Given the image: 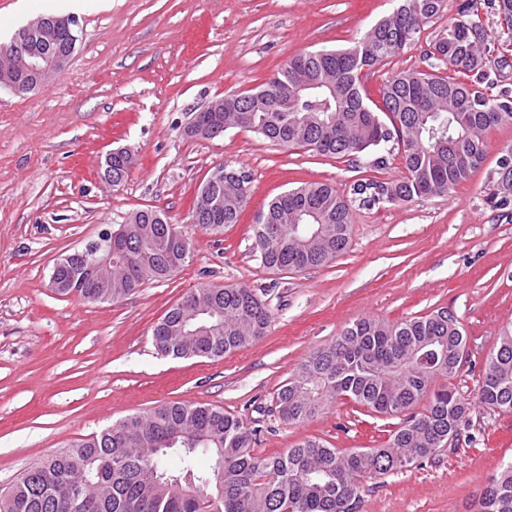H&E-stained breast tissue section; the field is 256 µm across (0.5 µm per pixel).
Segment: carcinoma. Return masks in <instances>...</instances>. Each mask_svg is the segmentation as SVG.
<instances>
[{
  "label": "carcinoma",
  "mask_w": 512,
  "mask_h": 512,
  "mask_svg": "<svg viewBox=\"0 0 512 512\" xmlns=\"http://www.w3.org/2000/svg\"><path fill=\"white\" fill-rule=\"evenodd\" d=\"M444 0H402L351 45L305 52L250 90L247 100L224 98L220 112L197 113V127L247 128L274 144L342 158L397 139L406 174L396 181L360 183V203L443 196L467 181L486 158L487 131L512 123V90L486 95L490 52L482 23L459 19L442 29L429 54L452 74L405 70L382 88V108L366 101L359 73L413 45L437 19ZM499 25L512 35V0H498ZM49 43L28 50L0 44V70L28 83L27 51L46 45L64 51L66 17L49 15ZM112 181L123 182L132 164L104 160ZM224 168L223 206L199 224L218 232L235 224L246 204L248 181ZM487 202L512 219V169L503 157L487 173ZM142 214L112 239V270L83 282L77 298L117 302L147 281L171 276L189 261L186 247L165 242L171 224ZM352 235L349 203L336 188L309 183L276 196L254 224L264 267L300 271L344 253ZM271 314L262 295L244 285L199 288L171 307L153 339L176 359L221 358L265 335ZM463 328L448 311L387 323L361 318L299 363L275 397L274 412L301 426L349 398L385 416L408 414L385 445L344 452L307 438L286 452L254 454L256 430L212 406L172 403L131 416L90 435L64 453L28 470L5 495L0 512H360L359 485L406 471L448 447L450 435L470 425L471 402L453 385L461 372ZM443 383H438V380ZM425 410L412 413L421 400ZM478 402L512 414V327H505L486 358ZM208 458L210 467L199 466ZM479 512H512V463L486 488Z\"/></svg>",
  "instance_id": "obj_1"
}]
</instances>
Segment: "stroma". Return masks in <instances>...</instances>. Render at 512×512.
<instances>
[{
	"label": "stroma",
	"instance_id": "stroma-1",
	"mask_svg": "<svg viewBox=\"0 0 512 512\" xmlns=\"http://www.w3.org/2000/svg\"><path fill=\"white\" fill-rule=\"evenodd\" d=\"M463 0H444L414 45L369 71L379 102L398 71H441L426 50L456 21ZM397 0H84L83 39L66 70L31 93L0 90V493L48 456L120 419L173 401L219 407L257 431L270 457L308 437L344 451L383 445L397 417L351 400L301 426L274 414V396L298 363L355 320L399 322L448 310L469 358L455 385L475 395L485 360L512 325V221L485 200L486 171L512 145V124L488 131L484 167L442 197L362 206L354 188L406 170L396 142L369 155L333 158L287 149L232 128L189 135L213 100L257 87L297 54L339 49L390 15ZM489 36L490 94L512 89L500 67L505 39L493 0H476ZM59 0H0V42ZM127 147L137 162L110 186L101 164ZM224 164L249 179L238 223L210 232L191 223L197 188ZM324 182L348 200L353 234L328 264L301 272L264 267L252 228L268 202ZM163 210L187 238L190 261L115 303L56 295L54 263L132 212ZM264 290L265 336L221 359H175L154 345L166 311L203 285ZM454 449L421 466L362 482L361 512H478L482 494L512 461V414L473 404Z\"/></svg>",
	"mask_w": 512,
	"mask_h": 512
}]
</instances>
